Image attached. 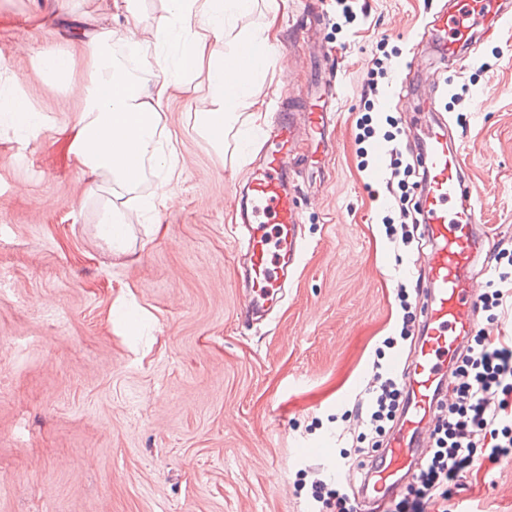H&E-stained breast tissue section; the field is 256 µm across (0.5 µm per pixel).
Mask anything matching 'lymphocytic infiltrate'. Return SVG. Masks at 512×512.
Returning <instances> with one entry per match:
<instances>
[{"mask_svg": "<svg viewBox=\"0 0 512 512\" xmlns=\"http://www.w3.org/2000/svg\"><path fill=\"white\" fill-rule=\"evenodd\" d=\"M486 287L484 310L502 309L512 299V248L499 249ZM373 368L379 387L368 398L367 426L375 439L369 457L357 463L366 472L384 463L383 424L396 419L404 391L396 374L378 362ZM452 376L455 397L433 430L427 463L398 502V512H448L451 492L473 462L494 465L512 457V340L476 334Z\"/></svg>", "mask_w": 512, "mask_h": 512, "instance_id": "obj_1", "label": "lymphocytic infiltrate"}]
</instances>
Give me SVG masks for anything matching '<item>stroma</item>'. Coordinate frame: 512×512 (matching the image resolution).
<instances>
[{
	"mask_svg": "<svg viewBox=\"0 0 512 512\" xmlns=\"http://www.w3.org/2000/svg\"><path fill=\"white\" fill-rule=\"evenodd\" d=\"M451 2L357 0L339 28L334 0H256L237 18L247 30L273 22L277 36L254 81L262 128L281 99L300 105L330 74L338 86L328 146L300 148L303 260L257 325L244 316L230 226L234 187L260 145L230 136L218 151L199 135L193 100L208 91L206 71L173 83L162 115L176 154L172 203L133 218L129 251L113 254L71 152L73 87L91 74L83 41L53 25L60 0H0V68L51 119L22 132L0 94V264L12 272L0 292V512H309L296 492L308 464L358 492L359 469L336 470L364 429L350 410L373 386L386 339L397 355L413 348L400 337V292L413 318L427 301L428 248L387 236L383 204L398 183L374 149L398 123V161L416 165L436 84L448 85L442 113L482 200L484 250L512 241V26L444 70L420 22ZM33 46L65 49L71 73L39 67ZM392 50L404 98L395 107L381 95L366 110V74ZM450 502L455 512H512V458L473 467Z\"/></svg>",
	"mask_w": 512,
	"mask_h": 512,
	"instance_id": "obj_1",
	"label": "stroma"
}]
</instances>
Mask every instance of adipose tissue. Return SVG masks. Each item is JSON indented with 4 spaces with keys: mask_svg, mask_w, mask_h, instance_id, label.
Returning <instances> with one entry per match:
<instances>
[{
    "mask_svg": "<svg viewBox=\"0 0 512 512\" xmlns=\"http://www.w3.org/2000/svg\"><path fill=\"white\" fill-rule=\"evenodd\" d=\"M252 6L253 0H169L153 27L110 26L86 41L93 76L80 90L82 108L70 127L71 148L88 180L89 195L108 194L96 228L114 254L128 251L125 226L131 214L172 200L167 187L175 169L163 149L161 119L173 81L207 67L209 93L195 99V121L214 147H223L225 135L240 119L254 126L262 120L253 74L230 77L233 62L248 49L268 46L271 39L266 29L236 28L235 19ZM215 41L226 46L222 56L210 48ZM169 43L177 46L172 59L162 53ZM151 161L164 172L153 200L133 194Z\"/></svg>",
    "mask_w": 512,
    "mask_h": 512,
    "instance_id": "ef3b65f1",
    "label": "adipose tissue"
}]
</instances>
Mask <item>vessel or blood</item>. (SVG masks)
Segmentation results:
<instances>
[{"mask_svg": "<svg viewBox=\"0 0 512 512\" xmlns=\"http://www.w3.org/2000/svg\"><path fill=\"white\" fill-rule=\"evenodd\" d=\"M491 10L499 23L512 24V0H462L456 11L436 7L430 23L441 43V58L457 68L490 30L476 31L472 14ZM261 161L237 189L239 240L246 262L241 281L250 295L246 315L266 320L291 282L303 256L300 213L292 193L288 157L299 141L295 112L282 104L270 134L261 136ZM461 149L448 124L432 132L422 154L424 185L419 198L422 232L429 246L424 331L414 345L410 364L392 358L387 368L401 376L410 394L408 411L385 451V462L375 473L370 495L387 494L398 476L414 472L428 442L423 424L431 416L439 385L455 356L460 337L472 335V310L479 299L469 274L484 251L476 228L483 211L474 199V187L459 160Z\"/></svg>", "mask_w": 512, "mask_h": 512, "instance_id": "b4317fda", "label": "vessel or blood"}]
</instances>
